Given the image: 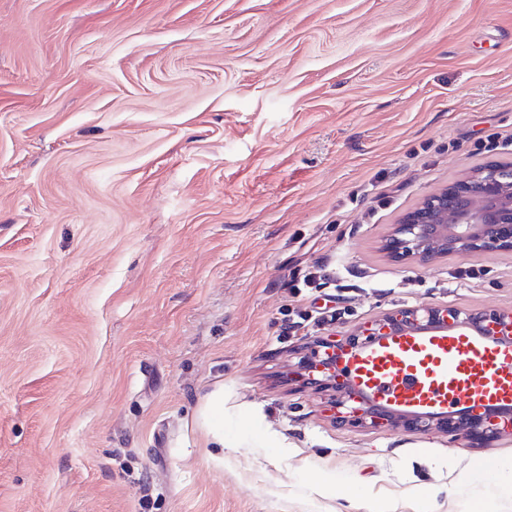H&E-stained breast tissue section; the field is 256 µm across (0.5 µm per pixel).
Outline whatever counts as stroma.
Masks as SVG:
<instances>
[{
  "mask_svg": "<svg viewBox=\"0 0 512 512\" xmlns=\"http://www.w3.org/2000/svg\"><path fill=\"white\" fill-rule=\"evenodd\" d=\"M508 162L512 0H0V512H512V437L295 377L405 307L512 314V251L383 248Z\"/></svg>",
  "mask_w": 512,
  "mask_h": 512,
  "instance_id": "1",
  "label": "stroma"
}]
</instances>
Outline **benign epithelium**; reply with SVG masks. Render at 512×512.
Here are the masks:
<instances>
[{
    "label": "benign epithelium",
    "mask_w": 512,
    "mask_h": 512,
    "mask_svg": "<svg viewBox=\"0 0 512 512\" xmlns=\"http://www.w3.org/2000/svg\"><path fill=\"white\" fill-rule=\"evenodd\" d=\"M384 250L396 260L411 259L422 266L448 253L465 256L512 250V167L488 165L425 198L395 225L384 241ZM503 323L504 315L494 311L462 318L446 307L404 308L370 321L344 339L329 336L316 341L301 357L298 377L307 385L336 389L338 396L330 403L336 409L333 419L340 424L412 432L448 429L470 440L497 439L506 431L488 414L422 411L400 415L386 405H361L354 401V389L336 385L331 368L348 352H376L386 346L389 336L425 328L482 335Z\"/></svg>",
    "instance_id": "obj_1"
}]
</instances>
